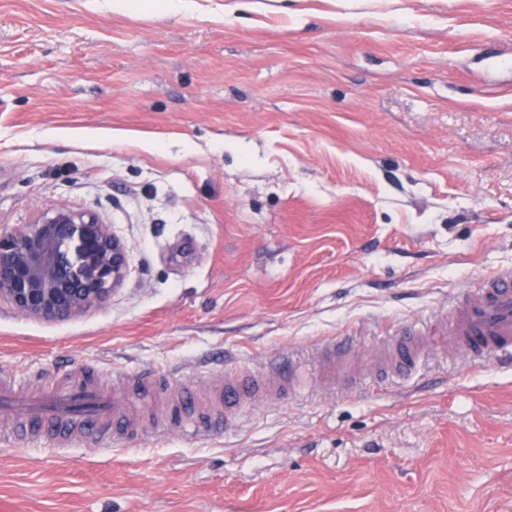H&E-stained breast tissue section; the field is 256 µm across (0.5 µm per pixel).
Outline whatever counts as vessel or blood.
<instances>
[{"label": "vessel or blood", "instance_id": "obj_1", "mask_svg": "<svg viewBox=\"0 0 512 512\" xmlns=\"http://www.w3.org/2000/svg\"><path fill=\"white\" fill-rule=\"evenodd\" d=\"M454 354L491 361L512 358V267L482 277L475 291L454 294L428 329H399L360 352L352 336L333 338L317 355V376L328 388L356 384L364 375L412 378L426 356L439 345ZM300 383L292 358L280 352L261 369L234 367L213 373L209 392L198 398L191 382L165 383L151 368L113 378L104 390L87 377L62 381L34 392L7 373H0V420L14 422L17 444L35 445L41 426H51L55 447L114 444L135 449L138 439L130 416V395L160 390L162 429L187 436L231 425L249 407L296 396Z\"/></svg>", "mask_w": 512, "mask_h": 512}]
</instances>
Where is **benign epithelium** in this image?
Here are the masks:
<instances>
[{
	"instance_id": "obj_1",
	"label": "benign epithelium",
	"mask_w": 512,
	"mask_h": 512,
	"mask_svg": "<svg viewBox=\"0 0 512 512\" xmlns=\"http://www.w3.org/2000/svg\"><path fill=\"white\" fill-rule=\"evenodd\" d=\"M130 275L127 245L93 210L53 207L0 227V307L65 318L101 304Z\"/></svg>"
}]
</instances>
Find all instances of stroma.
Listing matches in <instances>:
<instances>
[{
  "label": "stroma",
  "mask_w": 512,
  "mask_h": 512,
  "mask_svg": "<svg viewBox=\"0 0 512 512\" xmlns=\"http://www.w3.org/2000/svg\"><path fill=\"white\" fill-rule=\"evenodd\" d=\"M0 0V225L96 211L125 285L0 309V370L194 381L291 351L311 379L225 434L33 447L0 512H512V367L314 380L317 346L422 328L512 267V0Z\"/></svg>",
  "instance_id": "35a3bbf8"
}]
</instances>
